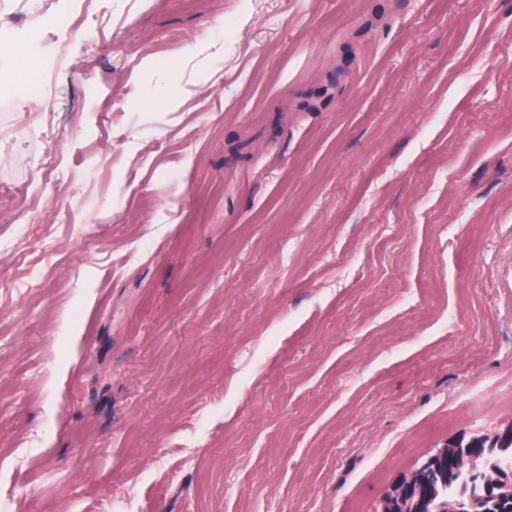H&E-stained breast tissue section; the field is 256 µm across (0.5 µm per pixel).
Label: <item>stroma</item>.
Listing matches in <instances>:
<instances>
[{
	"label": "stroma",
	"instance_id": "35a3bbf8",
	"mask_svg": "<svg viewBox=\"0 0 512 512\" xmlns=\"http://www.w3.org/2000/svg\"><path fill=\"white\" fill-rule=\"evenodd\" d=\"M63 22L1 15L0 71ZM47 64L55 138L0 105V188L54 145L91 194L0 205L11 512H377L512 423V0H112ZM107 0H100L102 7L99 11H94L92 14H87L84 25L82 26V37L86 43L99 37L101 31L108 25L112 15L108 14L104 2ZM415 470L410 474L403 475L397 482H395L387 491L384 492L380 500L379 512H407V508L411 506V511L415 506L419 509L420 503L415 502L411 504L410 501L404 502L403 489L406 484L411 480Z\"/></svg>",
	"mask_w": 512,
	"mask_h": 512
}]
</instances>
